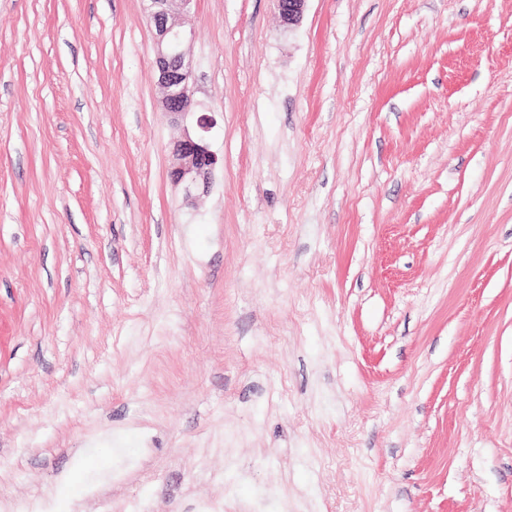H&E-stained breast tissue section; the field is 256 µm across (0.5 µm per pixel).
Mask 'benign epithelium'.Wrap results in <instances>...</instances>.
<instances>
[{
    "instance_id": "1",
    "label": "benign epithelium",
    "mask_w": 512,
    "mask_h": 512,
    "mask_svg": "<svg viewBox=\"0 0 512 512\" xmlns=\"http://www.w3.org/2000/svg\"><path fill=\"white\" fill-rule=\"evenodd\" d=\"M145 12L153 24L156 40V68L162 89L160 109L173 123H182L192 114L195 93L193 66L185 51L191 31L187 25L194 0H145ZM284 25L298 24L307 0H277ZM215 118L201 112L195 119V130H184L169 151V177L180 187L186 205L210 192L219 157L211 150L207 134Z\"/></svg>"
}]
</instances>
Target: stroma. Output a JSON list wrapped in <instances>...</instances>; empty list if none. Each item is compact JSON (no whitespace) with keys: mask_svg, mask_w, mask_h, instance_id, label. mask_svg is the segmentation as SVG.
<instances>
[{"mask_svg":"<svg viewBox=\"0 0 512 512\" xmlns=\"http://www.w3.org/2000/svg\"><path fill=\"white\" fill-rule=\"evenodd\" d=\"M144 7L0 0V512H512V0H196L192 207Z\"/></svg>","mask_w":512,"mask_h":512,"instance_id":"obj_1","label":"stroma"}]
</instances>
